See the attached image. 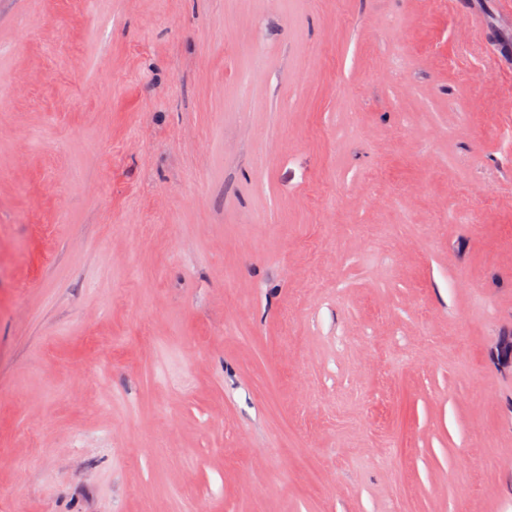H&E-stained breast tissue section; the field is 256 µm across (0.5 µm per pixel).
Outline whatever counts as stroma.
I'll return each mask as SVG.
<instances>
[{
    "label": "stroma",
    "instance_id": "1",
    "mask_svg": "<svg viewBox=\"0 0 512 512\" xmlns=\"http://www.w3.org/2000/svg\"><path fill=\"white\" fill-rule=\"evenodd\" d=\"M511 27L0 0V512H512Z\"/></svg>",
    "mask_w": 512,
    "mask_h": 512
}]
</instances>
